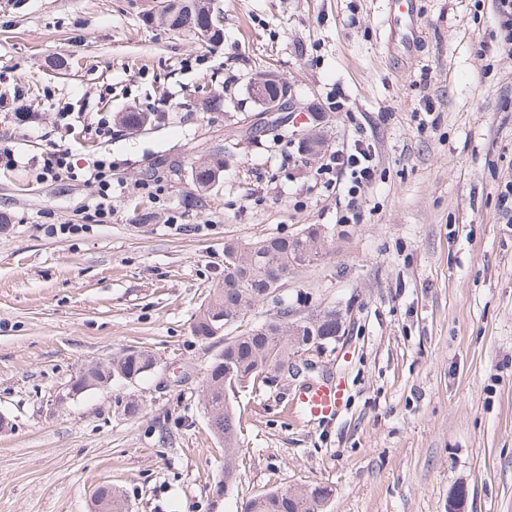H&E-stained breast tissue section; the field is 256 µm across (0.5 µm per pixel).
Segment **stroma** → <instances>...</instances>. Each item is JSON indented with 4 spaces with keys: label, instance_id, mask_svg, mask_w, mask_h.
Instances as JSON below:
<instances>
[{
    "label": "stroma",
    "instance_id": "35a3bbf8",
    "mask_svg": "<svg viewBox=\"0 0 512 512\" xmlns=\"http://www.w3.org/2000/svg\"><path fill=\"white\" fill-rule=\"evenodd\" d=\"M211 47L146 24L158 0H0V91L35 124L0 117V512H94L101 487L131 512H240L276 487L320 485L325 512H512V55L493 0H220ZM284 78L295 125L322 129L318 155L294 137H247V85ZM343 110H336V97ZM158 113L145 130L82 127L59 110ZM375 154L363 220L339 223L356 140ZM225 149L218 185L195 204L191 171ZM71 149L112 160V221L94 224L83 178L40 181L32 164ZM47 224H80L49 236ZM313 224L326 255L226 328L336 310L343 334L307 353L305 380L244 390L236 479L220 493L224 445L201 390L223 339L193 335L224 280V243L291 237ZM125 348L152 373L76 395L88 364ZM339 381L333 418L290 399ZM139 412L126 416L128 400Z\"/></svg>",
    "mask_w": 512,
    "mask_h": 512
}]
</instances>
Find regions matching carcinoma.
<instances>
[{
  "mask_svg": "<svg viewBox=\"0 0 512 512\" xmlns=\"http://www.w3.org/2000/svg\"><path fill=\"white\" fill-rule=\"evenodd\" d=\"M212 15L213 29L206 44L216 45L223 36V13L215 0L195 4L192 12L177 16L170 25L156 26L174 34L179 29L190 32ZM120 127L137 130L151 121V113L132 110L115 118ZM224 170V154L218 151L207 165L192 171V180L201 192L202 200L219 182ZM327 248V236L314 224L294 237H270L256 242L229 240L224 243V282L210 292L207 303L200 308L192 324L193 334L202 340L220 337L225 326L240 319L254 304L283 285L280 277H288L296 269L308 266ZM247 264L253 274L246 280L238 277V266ZM336 311H321L311 316V322L298 319L283 309L280 314L263 323L249 327L224 340V348L208 369L202 389V404L208 424L215 437L224 442V478L235 471V449L238 445L240 421L233 410L230 397L248 387L288 386L294 379L286 363L295 354L296 343L318 341L324 346L335 342ZM156 367L149 353L126 348L112 357V363L85 368L77 377L80 389L88 390L112 381H136ZM107 500V512H128L122 493L111 487L101 490ZM330 490L324 486L301 488L280 487L250 498L242 512H324Z\"/></svg>",
  "mask_w": 512,
  "mask_h": 512,
  "instance_id": "obj_1",
  "label": "carcinoma"
}]
</instances>
